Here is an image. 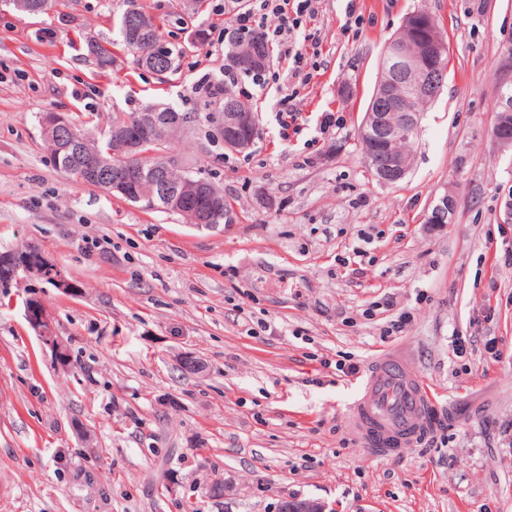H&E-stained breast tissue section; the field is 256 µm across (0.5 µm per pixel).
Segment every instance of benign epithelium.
Instances as JSON below:
<instances>
[{"label": "benign epithelium", "instance_id": "1", "mask_svg": "<svg viewBox=\"0 0 512 512\" xmlns=\"http://www.w3.org/2000/svg\"><path fill=\"white\" fill-rule=\"evenodd\" d=\"M129 44L136 48L148 37V29L141 21H132L127 28ZM419 38L421 55L408 62L409 70L416 80L409 91L421 95L434 85V76L443 65L444 46L436 34L429 15L413 13L408 15L401 28ZM498 122L494 129L496 139L505 147L512 148V100L502 98ZM188 117L181 112H152L133 125L119 126L120 134L112 139V155L117 162L113 168H106L97 161L95 149L73 135L70 119L60 113L51 112L44 120V135L56 143L55 156L66 155L81 160L89 176L114 193L129 196L133 201L153 207L163 202L178 213L188 217L196 227H202L203 217L198 203L214 195L208 182L199 177H185L179 184L172 183L169 167L152 165L151 177L144 173L122 170L131 160H142L140 152L141 132H155L162 126L182 127ZM421 114L418 112H367L359 127V140L368 156L381 154L380 179L385 183H396L406 177L410 166L398 152L397 145L404 137L420 128ZM222 128L228 133L226 141L232 151L245 152L250 149L257 134V121L252 112H226ZM455 201L453 195L444 193L432 207L427 223L441 227L451 222ZM28 261L24 268L15 266L14 254H0V278H14L18 271L30 278H50L55 288L62 292L71 290V281L65 270L52 261L40 249L27 246ZM25 316L42 341L60 355L67 345L57 336L52 316L42 302L31 297L25 302ZM279 512H327L325 504L314 500L286 499L279 505Z\"/></svg>", "mask_w": 512, "mask_h": 512}]
</instances>
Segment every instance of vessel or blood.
Listing matches in <instances>:
<instances>
[{
  "instance_id": "obj_1",
  "label": "vessel or blood",
  "mask_w": 512,
  "mask_h": 512,
  "mask_svg": "<svg viewBox=\"0 0 512 512\" xmlns=\"http://www.w3.org/2000/svg\"><path fill=\"white\" fill-rule=\"evenodd\" d=\"M431 389L405 362L403 354L378 356L372 363L352 418L364 442L381 454L413 446L435 418Z\"/></svg>"
}]
</instances>
